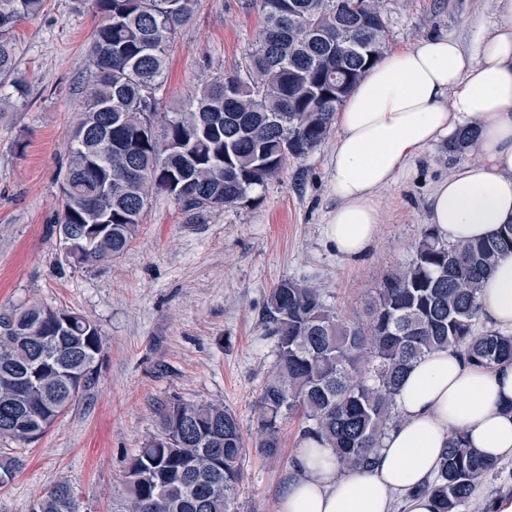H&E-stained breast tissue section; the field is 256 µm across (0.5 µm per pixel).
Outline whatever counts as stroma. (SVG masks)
Here are the masks:
<instances>
[{
  "instance_id": "stroma-1",
  "label": "stroma",
  "mask_w": 512,
  "mask_h": 512,
  "mask_svg": "<svg viewBox=\"0 0 512 512\" xmlns=\"http://www.w3.org/2000/svg\"><path fill=\"white\" fill-rule=\"evenodd\" d=\"M384 6L391 54L447 32L475 42L479 21L493 18V0ZM97 23L90 0H45L14 30L30 95L0 115V307L36 302L82 313L100 325L105 344L94 385L41 438H0V459L22 462L0 488V512H32L62 480L75 489L80 512H120L128 463L157 435L158 408L175 399L236 413L249 452L235 512H275L294 473L301 419L288 418L278 458L254 452L255 402L275 360L260 322L267 295L282 279L308 280L340 314L365 315L384 278L412 261L431 188L458 159L447 143L435 144L383 190L379 239L358 259L337 255L324 234L335 205L329 139L269 180L260 202L189 224L169 197L156 196L122 257L72 265L53 223ZM261 27L254 0H200L170 52L160 111L232 71Z\"/></svg>"
}]
</instances>
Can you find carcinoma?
Masks as SVG:
<instances>
[{"mask_svg": "<svg viewBox=\"0 0 512 512\" xmlns=\"http://www.w3.org/2000/svg\"><path fill=\"white\" fill-rule=\"evenodd\" d=\"M198 0H93L99 24L88 48L83 109L68 143L58 224L112 234L92 262L119 259L154 196L199 222L243 202L290 160L329 137L336 112L385 54L383 0H260L263 27L235 73L213 77L175 112L158 111L170 48ZM45 0H0V112L27 102L15 78L18 23ZM224 156L216 171L212 157ZM512 254V224L464 244L424 228L407 266L385 278L367 320L341 316L323 289L287 278L263 308L275 362L257 400V451L275 457L281 424L302 416V438L333 449L348 470L366 469L391 424L414 362L452 348L488 369L512 361V334L478 327L481 281ZM19 332L0 337V436L40 438L95 379L103 333L92 319L37 303L0 309ZM159 434L130 460L122 512H234L246 443L232 409L172 401ZM497 465L457 432L436 478L409 492L432 512H466ZM34 512H79L74 488L56 483Z\"/></svg>", "mask_w": 512, "mask_h": 512, "instance_id": "1", "label": "carcinoma"}]
</instances>
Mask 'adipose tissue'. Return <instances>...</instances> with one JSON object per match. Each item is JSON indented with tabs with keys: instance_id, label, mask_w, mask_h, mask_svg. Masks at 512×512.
<instances>
[{
	"instance_id": "adipose-tissue-1",
	"label": "adipose tissue",
	"mask_w": 512,
	"mask_h": 512,
	"mask_svg": "<svg viewBox=\"0 0 512 512\" xmlns=\"http://www.w3.org/2000/svg\"><path fill=\"white\" fill-rule=\"evenodd\" d=\"M494 13L476 45L445 34L386 56L337 112L325 234L338 254L368 252L382 190L425 149L465 132L467 159L433 187L427 223L454 244L512 223V0H494ZM480 302L488 326L512 333V255L485 279ZM397 407L366 470L345 471L332 449L303 442L278 512H430L427 497L407 491L436 475L459 430L495 463L512 460V362L487 370L453 349L430 353L408 372Z\"/></svg>"
}]
</instances>
